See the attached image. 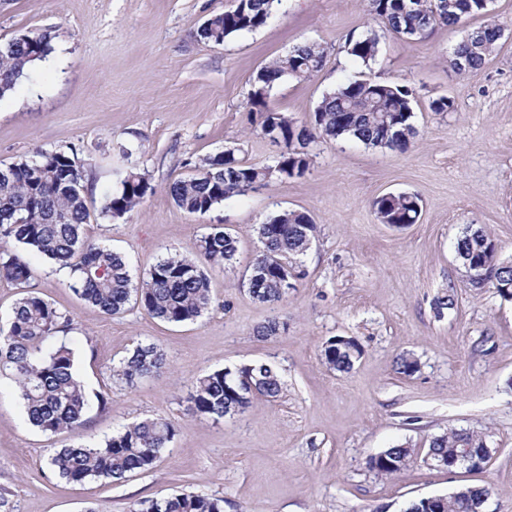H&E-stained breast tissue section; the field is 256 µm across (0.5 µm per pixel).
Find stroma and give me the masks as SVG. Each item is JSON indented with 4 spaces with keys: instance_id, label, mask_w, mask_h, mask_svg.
<instances>
[{
    "instance_id": "35a3bbf8",
    "label": "stroma",
    "mask_w": 512,
    "mask_h": 512,
    "mask_svg": "<svg viewBox=\"0 0 512 512\" xmlns=\"http://www.w3.org/2000/svg\"><path fill=\"white\" fill-rule=\"evenodd\" d=\"M232 0H0V42L47 32L52 52L0 98V165L34 148L76 147L86 167L87 232L140 272L164 255L193 256L213 228L240 241L232 267L211 273L213 307L197 321L168 324L139 307L109 316L81 300L68 272L30 254L29 289L71 318L68 341L89 394L81 435L45 434L23 416L14 384L0 381V493L11 512H135L140 501L177 491L224 501V512H405L414 499L447 496L463 485L489 490L483 512H512V299L472 286L456 257L467 226L485 228L512 259V0H494L504 35L481 68L458 74L448 56L487 17L438 28L407 42L381 33L374 62L347 52L350 37L379 28L367 0H282L256 31L223 44L194 31ZM306 40L326 50L307 80L280 81L268 110L310 121L322 97L363 77L408 85L418 137L404 152L320 138L299 178L273 177L203 215L177 208L166 189L200 159L231 147L256 166L283 152L250 114L253 78ZM450 98L452 111H432ZM138 147L124 156L127 144ZM145 173L152 195L125 218L100 213L129 168ZM418 195L417 223H380L373 202ZM285 209L318 226L304 271L282 301L253 299L244 282L262 244L258 227ZM278 321L277 335L255 332ZM336 336L363 354L352 370L327 369L320 353ZM139 342L160 346L167 367L115 382L109 367ZM412 354L419 369L399 372ZM272 365L279 398L254 396L222 420L186 411L200 373ZM171 421L177 435L153 468L119 483H66L48 464L76 439L98 442L143 417ZM451 430L484 435L491 450L479 471L423 462L430 440ZM409 444L420 458L400 473L369 469L380 451Z\"/></svg>"
}]
</instances>
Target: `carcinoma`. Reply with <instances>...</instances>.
Returning <instances> with one entry per match:
<instances>
[{"label":"carcinoma","mask_w":512,"mask_h":512,"mask_svg":"<svg viewBox=\"0 0 512 512\" xmlns=\"http://www.w3.org/2000/svg\"><path fill=\"white\" fill-rule=\"evenodd\" d=\"M282 0H233L232 5L211 15L195 37L204 43L221 44L226 39L254 31L271 18L274 4ZM370 13L385 32L407 41L424 40L440 26H454L471 15H491L484 0H368ZM503 29L493 21L469 33L454 48L449 66L462 74L483 65ZM52 51L49 33H20L0 43V97L12 93L17 81L35 62ZM379 37L370 31L348 40L350 55L369 63L376 59ZM325 49L304 41L284 57L261 68L250 93L251 111L259 114L261 129L284 145L274 166L247 165L235 152L219 153L201 160L192 174L173 180L168 195L181 210L203 215L224 201L242 197L274 176L301 177L310 166V146L319 137L346 138L371 148L403 151L418 136L413 123V92L406 86L377 81L353 80L323 96L311 123L299 124L287 116L264 110L268 90L285 77L305 80L324 65ZM153 193L146 175L132 168L118 188L105 197L101 213L112 220L124 218ZM419 198L409 192L375 201L382 224H414ZM90 217L84 184V162L73 146L54 151L36 150L32 156L0 166V279L24 289L12 307L7 325L0 326V378L13 379L28 423L42 431L80 434L92 409L111 407L106 395L91 402L79 378L73 349L63 336L72 321L43 297L25 290L31 277L24 257L9 246L39 254L66 269L70 288L86 303L106 315H119L131 303L150 317L180 324L202 317L213 303L210 271L233 264L238 252L237 236L224 230L208 233L196 242L198 258L180 255L160 258L136 275L128 260L109 246L85 236ZM317 226L297 210H283L259 225L262 250L243 282L250 296L263 303L282 301L287 292L282 282L294 272L302 276L300 257L309 248ZM460 260L475 264L488 284L505 298L512 296V261L501 258L494 239L483 229L469 228L457 239ZM361 355L353 340L335 337L322 347L321 360L330 369L349 371ZM167 358L155 343H138L119 364L110 367L120 383L158 373ZM253 388L243 389L244 379ZM282 392L278 373L268 364L245 365L235 370L216 369L196 379L189 414L213 420L224 418L233 408L245 409L251 396L277 398ZM176 435L171 422L161 417L145 418L124 426L112 437L89 445L77 443L54 450L49 464L69 483L88 479L119 482L126 475L146 471L169 448ZM485 448L484 436L456 430L438 435L428 451L442 458L459 448ZM414 449L397 445L370 457L369 467L391 476L410 464ZM459 499L443 496L436 502L421 497L405 512H480L488 494L483 486H467ZM224 512V500L194 492H180L149 501L134 512Z\"/></svg>","instance_id":"carcinoma-1"}]
</instances>
